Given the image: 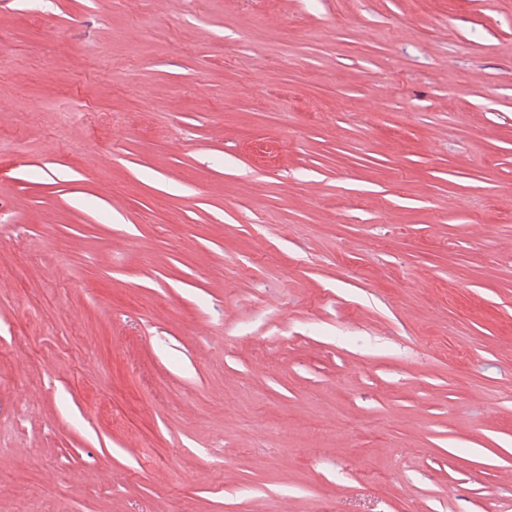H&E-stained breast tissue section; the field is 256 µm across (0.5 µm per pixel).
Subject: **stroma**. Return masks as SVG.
I'll return each instance as SVG.
<instances>
[{"label":"stroma","instance_id":"stroma-1","mask_svg":"<svg viewBox=\"0 0 512 512\" xmlns=\"http://www.w3.org/2000/svg\"><path fill=\"white\" fill-rule=\"evenodd\" d=\"M0 49V512H512V0H0Z\"/></svg>","mask_w":512,"mask_h":512}]
</instances>
